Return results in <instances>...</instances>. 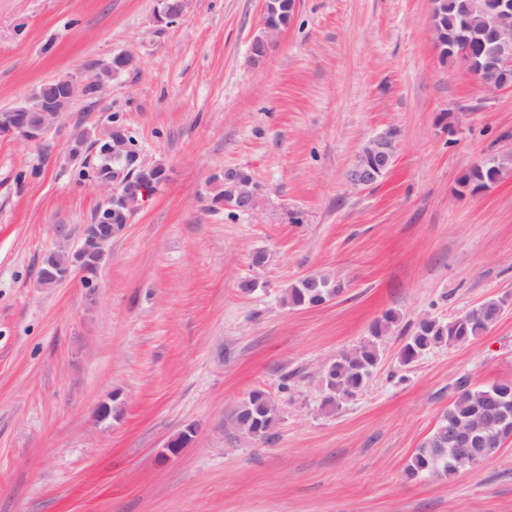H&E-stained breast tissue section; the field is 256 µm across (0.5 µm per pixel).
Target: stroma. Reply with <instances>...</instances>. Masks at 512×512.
Segmentation results:
<instances>
[{
	"mask_svg": "<svg viewBox=\"0 0 512 512\" xmlns=\"http://www.w3.org/2000/svg\"><path fill=\"white\" fill-rule=\"evenodd\" d=\"M159 6L0 0V110L134 57L45 144L0 139V512H512V437L475 471L406 475L459 381H512V307L474 340L398 357L420 318L512 296V172L457 193L512 151V90L439 57L430 0H298L259 64L262 0H186L171 24L155 23ZM114 117L168 179L107 244L97 299L76 280L39 288L45 253L95 221L104 192L85 173ZM388 128L392 170L352 186ZM228 168L265 186L256 212L211 210ZM315 273L342 293L283 306ZM388 310L400 323L370 384L324 411L321 366ZM255 389L281 408L265 443L233 423ZM111 401L118 416L98 420ZM397 133L384 130L372 137L358 153L349 171V182L359 188H369L392 169L397 154ZM508 163L504 162L502 165H499L498 168L492 167V165H486L481 170L476 169L471 172L465 173L458 181V185L460 188H465L470 181L473 183H479L482 180H485L488 187H492L493 185L490 182H496L501 177L502 173L508 168Z\"/></svg>",
	"mask_w": 512,
	"mask_h": 512,
	"instance_id": "35a3bbf8",
	"label": "stroma"
}]
</instances>
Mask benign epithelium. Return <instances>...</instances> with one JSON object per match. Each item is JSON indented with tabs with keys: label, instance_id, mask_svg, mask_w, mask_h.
I'll list each match as a JSON object with an SVG mask.
<instances>
[{
	"label": "benign epithelium",
	"instance_id": "benign-epithelium-1",
	"mask_svg": "<svg viewBox=\"0 0 512 512\" xmlns=\"http://www.w3.org/2000/svg\"><path fill=\"white\" fill-rule=\"evenodd\" d=\"M262 30L252 43L251 58L259 63L267 58L274 38L286 25L275 20L280 8L277 0H262ZM182 0L163 2L156 22L176 18L182 11ZM512 15V0H494V18H467L460 32H448V41L436 39L437 50L455 56L486 91L512 89V27L500 19ZM132 65L126 53L113 56L107 72L95 79L85 80L66 76L38 85L28 102L0 111V136H13L31 143H41L61 130L62 121L73 101L79 97H95L103 89L105 78L116 75ZM99 139L108 142L106 151L112 158V173L96 176L92 182L110 191L106 202L97 211L96 223L85 228L81 245L70 248L58 246L44 258L45 270L40 286L54 288L78 279L89 290L96 288L98 271L104 260L103 245L124 230L131 217L159 187L155 182L157 167L146 163L141 152L129 145L125 126L116 122L105 126ZM397 133L384 130L372 137L358 153L349 171V182L359 188H369L392 169L397 154ZM265 201L263 187L256 181H242L235 168L224 169V207L255 212ZM485 436V428L459 424L448 428V443L455 448H467Z\"/></svg>",
	"mask_w": 512,
	"mask_h": 512
}]
</instances>
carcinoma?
<instances>
[{
    "label": "carcinoma",
    "mask_w": 512,
    "mask_h": 512,
    "mask_svg": "<svg viewBox=\"0 0 512 512\" xmlns=\"http://www.w3.org/2000/svg\"><path fill=\"white\" fill-rule=\"evenodd\" d=\"M440 19L443 36L457 31L463 25L466 0H445ZM508 168L503 163L497 168L486 165L465 173L458 181L464 188L469 182H496ZM319 287L298 280L284 290L282 302L291 309H306L321 305L325 300L338 296L342 289L327 277L316 278ZM507 303L505 298H488L482 303L446 321L418 324L406 337L399 359L404 365L415 362L425 352L438 347L464 343L483 335L494 326L498 317L495 306ZM399 316L393 310L386 311L371 328L372 338L360 345L339 353L328 365L322 384L325 392L324 407L334 410L343 397L363 391L380 362L378 340L393 332ZM512 400V392L497 385L471 387L464 383L459 387L453 402L440 416L433 432L417 450L406 468L409 478L433 475L451 477L472 470L475 460L488 457L487 449L480 444L471 448H452L448 445V427L460 422L480 420L490 426L496 420L502 403ZM279 421L278 403L269 393L255 389L235 411L237 426L253 439L266 442Z\"/></svg>",
    "instance_id": "cac0c4a2"
}]
</instances>
